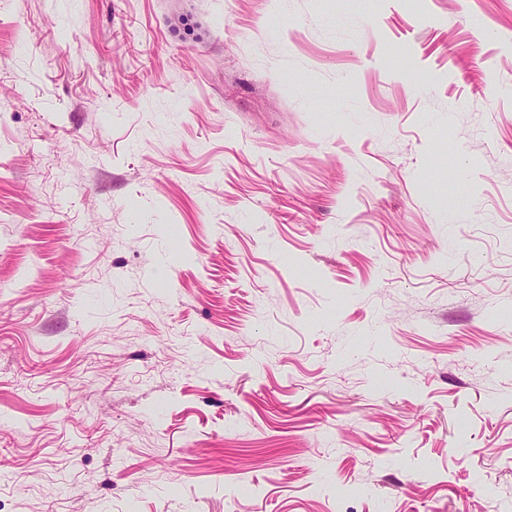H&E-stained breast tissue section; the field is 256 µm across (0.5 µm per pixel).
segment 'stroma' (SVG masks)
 <instances>
[{"label":"stroma","mask_w":512,"mask_h":512,"mask_svg":"<svg viewBox=\"0 0 512 512\" xmlns=\"http://www.w3.org/2000/svg\"><path fill=\"white\" fill-rule=\"evenodd\" d=\"M0 512H512V0H0Z\"/></svg>","instance_id":"1"}]
</instances>
